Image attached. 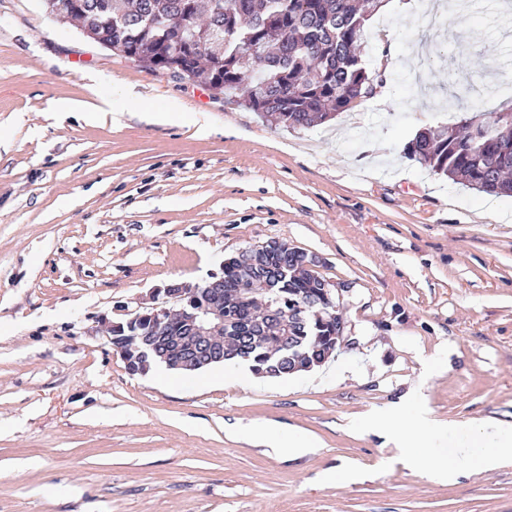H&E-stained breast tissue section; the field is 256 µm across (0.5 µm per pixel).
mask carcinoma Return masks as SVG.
Returning <instances> with one entry per match:
<instances>
[{"label": "carcinoma", "mask_w": 512, "mask_h": 512, "mask_svg": "<svg viewBox=\"0 0 512 512\" xmlns=\"http://www.w3.org/2000/svg\"><path fill=\"white\" fill-rule=\"evenodd\" d=\"M48 15L76 22L90 41L176 82L202 79L215 98L233 101L287 129L310 128L373 94L358 47L382 0H43ZM409 159L480 192L512 196V106L459 129L420 131ZM325 279L303 265L299 250L233 255L224 264V360L253 369L288 370L285 336L304 337V352L321 357L322 337L335 331L334 304L319 303ZM318 303L288 330V315L271 316L256 301Z\"/></svg>", "instance_id": "carcinoma-1"}]
</instances>
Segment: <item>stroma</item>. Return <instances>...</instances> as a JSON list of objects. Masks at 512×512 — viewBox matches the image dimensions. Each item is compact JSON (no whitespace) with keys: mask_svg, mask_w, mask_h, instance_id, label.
Instances as JSON below:
<instances>
[{"mask_svg":"<svg viewBox=\"0 0 512 512\" xmlns=\"http://www.w3.org/2000/svg\"><path fill=\"white\" fill-rule=\"evenodd\" d=\"M365 27L370 97L286 130L0 0V512H512V464L428 481L359 428L412 390L443 423L512 422V199L405 158L512 97V10ZM108 96L119 121L66 105ZM279 239L341 291L339 378L129 373L97 331L153 289ZM295 431L315 446L276 449Z\"/></svg>","mask_w":512,"mask_h":512,"instance_id":"stroma-1","label":"stroma"}]
</instances>
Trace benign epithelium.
Wrapping results in <instances>:
<instances>
[{"label":"benign epithelium","instance_id":"obj_1","mask_svg":"<svg viewBox=\"0 0 512 512\" xmlns=\"http://www.w3.org/2000/svg\"><path fill=\"white\" fill-rule=\"evenodd\" d=\"M224 278L211 276L203 288L189 289L177 282L154 289L139 310L117 321L104 319L101 328L108 343L120 354L128 372H141L139 358H159L171 370L187 374L224 362V344L217 333L224 329V303L215 287ZM181 314L184 336H139L137 327L150 323L160 329L173 312Z\"/></svg>","mask_w":512,"mask_h":512}]
</instances>
